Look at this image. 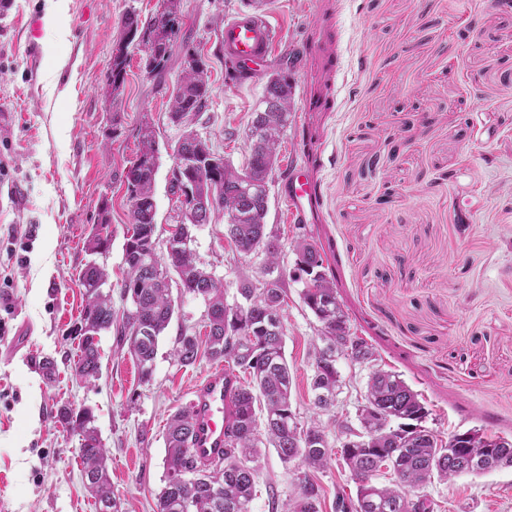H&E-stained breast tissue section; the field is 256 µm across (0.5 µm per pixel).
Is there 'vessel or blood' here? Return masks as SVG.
<instances>
[{
    "instance_id": "1",
    "label": "vessel or blood",
    "mask_w": 512,
    "mask_h": 512,
    "mask_svg": "<svg viewBox=\"0 0 512 512\" xmlns=\"http://www.w3.org/2000/svg\"><path fill=\"white\" fill-rule=\"evenodd\" d=\"M274 39L275 31L267 20L249 12L238 13L219 34L225 53L255 73L266 62ZM313 194L312 185L302 174L289 179L286 199L293 208L302 209ZM238 381L234 372L218 366L194 387L190 401L194 413L191 446L197 460L209 461L223 455L228 396Z\"/></svg>"
}]
</instances>
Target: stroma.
<instances>
[{
	"label": "stroma",
	"instance_id": "obj_1",
	"mask_svg": "<svg viewBox=\"0 0 512 512\" xmlns=\"http://www.w3.org/2000/svg\"><path fill=\"white\" fill-rule=\"evenodd\" d=\"M52 3L12 0L0 16V291L9 296L0 303V512H96L78 440L54 418L64 403L94 409L119 512H156L167 419L213 366L205 358L180 366L172 350L180 332L203 333L207 306L173 292L176 313L146 384L113 331L100 338L99 379L77 381L70 331L83 306L77 275L90 259L86 237L105 201L112 306L119 314L128 307L119 286L129 222L122 173L146 114L162 147L158 228H168L172 149L182 134L167 120L168 87L181 75L182 52L174 50L160 89L140 66L142 49H133L124 94L107 105L100 80L119 19L132 7L149 15L159 0H68L59 44L46 24ZM246 8L245 0H182V32L205 55L212 83L191 129L242 167L267 76L294 58L293 121L267 215L281 271L295 266L297 237L316 243L351 335L421 395L426 427L444 439L469 429L511 437L512 10L494 0H267L261 14L277 40L265 73L233 84L216 53L218 34ZM33 18L43 26L32 45ZM293 169L317 188L301 218L284 194ZM224 224L218 215L202 225L192 248L231 302L243 280L262 278L264 257L237 255ZM301 290L287 281L282 307L292 406L302 423L320 418L335 448L339 421L356 419L367 372L339 358L338 403L317 412L311 379L321 325ZM21 332L26 342L12 350ZM45 356L57 362L51 382L38 370ZM257 465L251 512H271L270 499L294 494L299 471L271 448ZM313 478L322 512H336L337 495L356 493L340 457ZM426 492L437 512H512V468L436 482Z\"/></svg>",
	"mask_w": 512,
	"mask_h": 512
}]
</instances>
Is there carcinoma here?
Instances as JSON below:
<instances>
[{"instance_id":"obj_1","label":"carcinoma","mask_w":512,"mask_h":512,"mask_svg":"<svg viewBox=\"0 0 512 512\" xmlns=\"http://www.w3.org/2000/svg\"><path fill=\"white\" fill-rule=\"evenodd\" d=\"M182 0H161L159 8L143 20L133 8L122 16L120 37L101 81L112 100L123 94L130 47L144 45L142 68L157 85L166 83L168 62L183 26ZM182 75L169 95V123L185 127L206 110L212 93L208 64L197 49L182 41ZM294 85L288 71L271 74L263 88V109L252 113L248 158L237 172L208 139L193 130L185 131L174 148L169 179L176 198V234L181 236L172 251L154 256L157 239V207L154 184L160 149L156 132L148 120L138 128V151L126 169L124 180L130 225L125 237L124 278L121 296L131 302L117 334L129 345L140 380L147 383L161 336L175 311L171 294L172 276L180 292L199 296L206 302L205 340L180 333L173 355L178 364L190 367L206 357L233 363L250 381L240 383L230 400L227 431L230 447L209 464L199 463L188 441L193 428L192 408L185 406L171 416L164 433V485L158 493V512H250L259 479L257 460L261 446L275 448L280 459H297L309 471L327 467L331 460L325 430L312 424L298 426L292 409L293 376L285 354V328L280 311L285 302L282 279L273 286L259 281L242 282L241 303L228 304L223 286L197 260L189 229L210 223L213 213L233 218L226 235L240 255L261 252L265 271L278 266L281 246L266 232L268 214L264 188L273 179L281 140L292 122ZM112 239L109 205L102 201L99 222L85 241L90 253L108 252ZM297 273L310 276L323 268L316 245L295 241ZM83 288V310L70 335L78 338L77 359L71 366L75 378L89 382L101 371L100 336L112 331V293L104 291L108 274L99 264H85L78 273ZM301 300L321 323L316 348L311 390L314 406L327 411L336 406L341 376L338 358L352 359L374 354L364 340L351 338L350 349L336 343L349 335L348 319L329 279L317 288H305ZM364 397L393 425L385 434L364 441L340 442L344 465L358 479L356 498L337 496L340 510L351 512H416L413 499L427 496L434 481L448 482L463 474L479 476L512 467V443L507 448L460 450L445 443L423 427L407 438L403 426L424 421L427 410L401 375L377 366L368 373ZM93 409L70 408L59 423L77 439L82 481L94 500L96 512H118L112 490L109 456L95 426ZM389 461L400 483L381 485L379 463ZM321 490L307 474L299 478L294 495L283 504L272 502L273 512H320Z\"/></svg>"}]
</instances>
